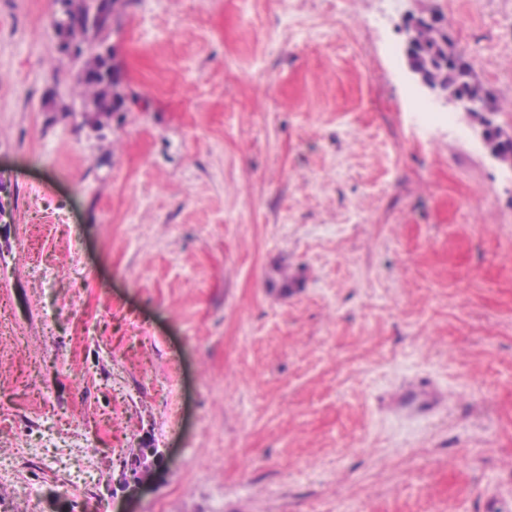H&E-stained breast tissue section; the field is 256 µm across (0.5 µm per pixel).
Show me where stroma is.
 <instances>
[{
	"label": "stroma",
	"mask_w": 512,
	"mask_h": 512,
	"mask_svg": "<svg viewBox=\"0 0 512 512\" xmlns=\"http://www.w3.org/2000/svg\"><path fill=\"white\" fill-rule=\"evenodd\" d=\"M60 11L0 0V512H512L479 136L512 133V0H132L102 116ZM431 12L494 94L452 128L401 51ZM423 384L457 395L399 411Z\"/></svg>",
	"instance_id": "35a3bbf8"
}]
</instances>
